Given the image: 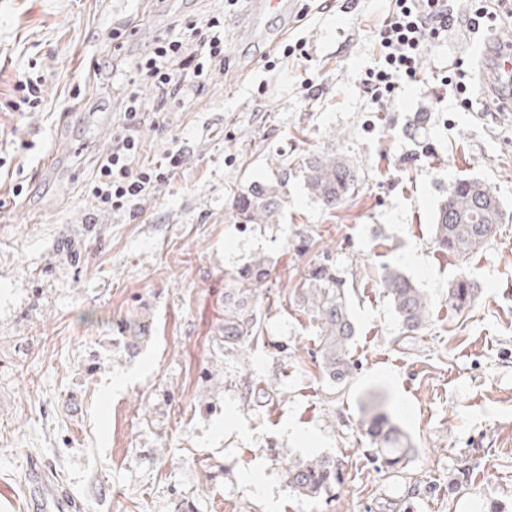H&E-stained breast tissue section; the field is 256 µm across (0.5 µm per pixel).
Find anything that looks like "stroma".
<instances>
[{
    "label": "stroma",
    "mask_w": 512,
    "mask_h": 512,
    "mask_svg": "<svg viewBox=\"0 0 512 512\" xmlns=\"http://www.w3.org/2000/svg\"><path fill=\"white\" fill-rule=\"evenodd\" d=\"M240 41L249 0H0V512H26L27 473L49 467L77 512H512V112L485 107L478 79L487 33L456 23L424 52L420 80L377 104L359 84L378 60L390 0H291ZM224 17L229 73L140 127L145 159L179 152L168 180L132 211L97 208L85 190L122 126L113 70L177 22ZM136 22L120 50L113 29ZM308 54L270 69L272 32ZM465 61L473 108L441 85ZM39 88L22 103L19 77ZM336 153L358 186L327 210L297 166ZM287 173L275 223L245 224L235 198ZM482 180L510 219L467 262L436 251L440 204ZM309 235L295 254L290 242ZM74 243L79 262L61 247ZM264 255L261 334L224 356V382L201 375L224 308L225 270ZM331 255L351 292L353 376L319 370L318 338L294 302ZM399 267L430 299L426 328L403 335L377 283ZM480 284L456 312L448 285ZM152 339L118 353L121 322ZM385 403L414 447L403 470L377 472L359 420ZM338 460L343 482L309 501L292 462ZM479 294V284L468 272L461 271L448 285V305L456 311H464L475 304Z\"/></svg>",
    "instance_id": "obj_1"
}]
</instances>
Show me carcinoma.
I'll return each mask as SVG.
<instances>
[{"instance_id":"1","label":"carcinoma","mask_w":512,"mask_h":512,"mask_svg":"<svg viewBox=\"0 0 512 512\" xmlns=\"http://www.w3.org/2000/svg\"><path fill=\"white\" fill-rule=\"evenodd\" d=\"M306 192L325 209L341 206L355 189L354 166L333 153L307 154L299 161ZM288 175L257 184L238 195L235 210L245 224H272L277 220ZM506 213L498 197L478 179L458 181L440 205L433 229V243L442 253L465 260L484 249L495 237ZM270 275L269 260L254 256L244 265L224 272V318L211 339L224 362V350L245 348L261 333L259 297ZM380 285L390 300L405 334L422 331L428 322L430 303L423 291L404 272L385 267ZM479 284L466 271L448 284V305L461 312L475 304ZM295 302L313 322L319 342L320 368L341 384L355 370L350 356L356 328L349 309V291L336 264L326 256L315 263L295 291ZM121 342L128 349L147 339L144 327L130 323L122 329ZM361 430L373 451L376 470L403 468L412 451L407 434L382 407L363 410ZM340 480L338 463L329 457L299 460L288 467V484L301 498L317 500Z\"/></svg>"}]
</instances>
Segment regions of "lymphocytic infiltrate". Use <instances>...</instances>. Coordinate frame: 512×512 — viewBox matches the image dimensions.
<instances>
[{
  "instance_id": "f902f5d3",
  "label": "lymphocytic infiltrate",
  "mask_w": 512,
  "mask_h": 512,
  "mask_svg": "<svg viewBox=\"0 0 512 512\" xmlns=\"http://www.w3.org/2000/svg\"><path fill=\"white\" fill-rule=\"evenodd\" d=\"M455 22L448 0H394L379 32L378 63L361 80L364 91L377 100L390 99L400 80L418 81L419 57ZM206 27L208 34L200 40L199 53L184 54L182 36L162 34L136 61L132 74L122 76L124 86L134 84L140 76L150 81L154 103L148 109L135 93L124 97L123 134L116 138L111 153L100 160L89 188L103 208L119 212L134 207L154 183L169 176V163L142 161L137 130L146 113L167 112L172 104L193 98L203 91L209 71L225 67L224 20L212 17Z\"/></svg>"
}]
</instances>
